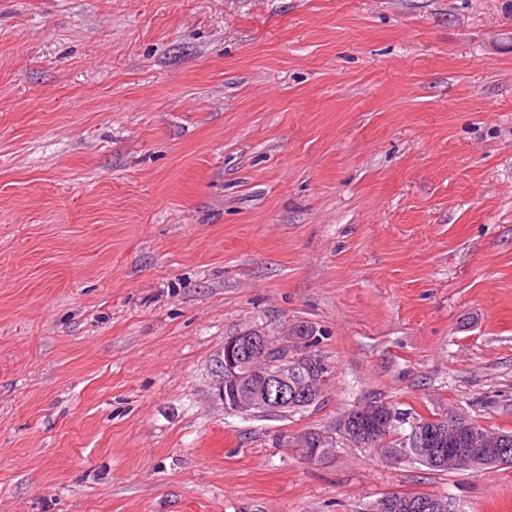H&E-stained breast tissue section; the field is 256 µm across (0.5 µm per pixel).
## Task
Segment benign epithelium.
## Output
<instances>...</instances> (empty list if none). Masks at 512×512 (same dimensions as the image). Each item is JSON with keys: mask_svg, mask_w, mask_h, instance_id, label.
<instances>
[{"mask_svg": "<svg viewBox=\"0 0 512 512\" xmlns=\"http://www.w3.org/2000/svg\"><path fill=\"white\" fill-rule=\"evenodd\" d=\"M308 328L299 326L287 335L273 338L254 328L224 339V405L240 414L269 409L282 411L318 403L330 377L321 373L317 356L311 350ZM386 421L385 409L377 403L353 409V415L338 422L336 431L354 447L374 448L379 445V428ZM467 439L469 448H454L452 444ZM423 458L431 465L447 461L451 464L479 470L501 463L497 440L477 430L464 431L457 414L448 415V434L427 433L414 438ZM332 441L325 435L315 438L306 433L294 436L287 446L299 451L307 461L328 454Z\"/></svg>", "mask_w": 512, "mask_h": 512, "instance_id": "1", "label": "benign epithelium"}]
</instances>
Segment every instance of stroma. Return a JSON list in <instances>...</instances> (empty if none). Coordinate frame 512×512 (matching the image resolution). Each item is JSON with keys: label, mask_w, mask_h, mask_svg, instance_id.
Here are the masks:
<instances>
[{"label": "stroma", "mask_w": 512, "mask_h": 512, "mask_svg": "<svg viewBox=\"0 0 512 512\" xmlns=\"http://www.w3.org/2000/svg\"><path fill=\"white\" fill-rule=\"evenodd\" d=\"M301 325L323 399L228 410ZM372 401L512 431V0H0V512H512L287 446Z\"/></svg>", "instance_id": "obj_1"}]
</instances>
